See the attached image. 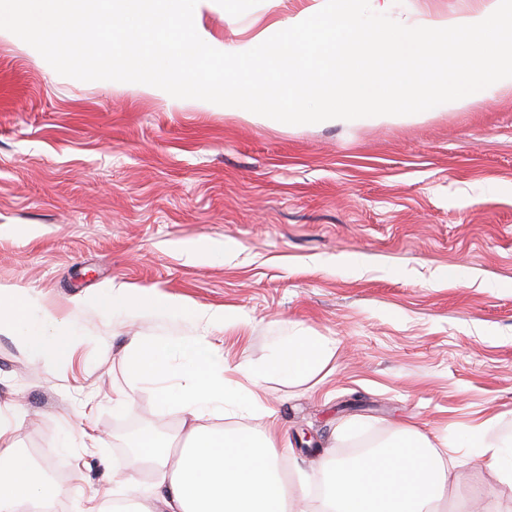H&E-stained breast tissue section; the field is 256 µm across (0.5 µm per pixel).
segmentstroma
<instances>
[{
    "label": "stroma",
    "mask_w": 512,
    "mask_h": 512,
    "mask_svg": "<svg viewBox=\"0 0 512 512\" xmlns=\"http://www.w3.org/2000/svg\"><path fill=\"white\" fill-rule=\"evenodd\" d=\"M480 2L370 7L423 26ZM309 5L210 0L198 26L231 49ZM194 247L221 256L189 258ZM113 283L237 323L89 305ZM0 286L84 338L46 365L0 334L14 442L65 464L68 507L132 502L156 481L144 464L115 469L125 435L154 428L174 445L186 428L159 406L156 381L130 373L134 337L196 339L229 365L262 367L322 336L323 370L250 384L272 417L213 412L203 424L275 426L311 490L350 448L410 422L456 442V512H512V487L476 463L479 441L512 443V88L387 121L288 125L64 77L0 40Z\"/></svg>",
    "instance_id": "obj_1"
}]
</instances>
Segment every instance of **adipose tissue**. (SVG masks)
I'll return each mask as SVG.
<instances>
[{"instance_id": "adipose-tissue-1", "label": "adipose tissue", "mask_w": 512, "mask_h": 512, "mask_svg": "<svg viewBox=\"0 0 512 512\" xmlns=\"http://www.w3.org/2000/svg\"><path fill=\"white\" fill-rule=\"evenodd\" d=\"M105 310L139 314H195L209 324L226 323L225 315L192 311L190 306L145 287L115 283L95 297ZM16 335L35 359L52 362L80 344L65 320L37 311L25 299L0 302V331ZM173 343L166 338L135 339L125 358L130 372L144 379L176 374L178 388L161 387V404L195 419L187 442L170 451L150 432L117 469L147 464L156 470L166 512H442L448 486V458L453 452L444 437H428L413 425L396 426L380 449L354 462L337 461L327 469V490L310 497L292 486L284 457L275 453L277 435L246 430L211 431L200 419L213 409L241 410L240 394L227 388L225 375L237 370L260 379L264 373L245 365L229 367L219 350L199 357L194 345H183L179 364H171ZM332 350L320 336H304L284 346L271 368L301 378L323 368ZM13 418L0 409V512H39L60 494L59 485L39 478L30 460L16 447Z\"/></svg>"}]
</instances>
